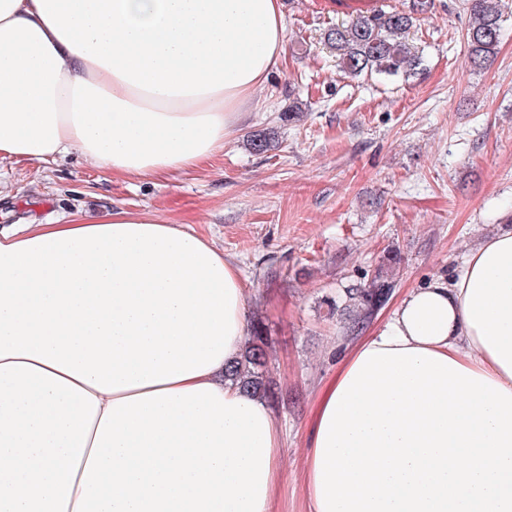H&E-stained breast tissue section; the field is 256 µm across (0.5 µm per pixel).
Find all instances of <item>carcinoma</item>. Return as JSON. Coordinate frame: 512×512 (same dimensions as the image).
Returning a JSON list of instances; mask_svg holds the SVG:
<instances>
[{"mask_svg": "<svg viewBox=\"0 0 512 512\" xmlns=\"http://www.w3.org/2000/svg\"><path fill=\"white\" fill-rule=\"evenodd\" d=\"M434 0H411L409 10L380 8L372 0H362L356 17L344 25L330 27L325 42L336 53L342 71L350 76L367 75L382 79L409 78L419 74L423 57L406 34L418 17L431 11ZM473 19L466 34L467 61L481 69L492 61L502 37L505 0H470ZM388 272L376 268L367 280L345 286L346 333L361 331L391 291ZM269 342L262 320L254 321L245 354L228 376L246 393L271 397L265 380Z\"/></svg>", "mask_w": 512, "mask_h": 512, "instance_id": "1", "label": "carcinoma"}]
</instances>
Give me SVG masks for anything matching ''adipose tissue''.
Segmentation results:
<instances>
[{"label": "adipose tissue", "instance_id": "obj_1", "mask_svg": "<svg viewBox=\"0 0 512 512\" xmlns=\"http://www.w3.org/2000/svg\"><path fill=\"white\" fill-rule=\"evenodd\" d=\"M281 0H0V160L107 173L206 165L286 57ZM233 261L146 211L0 226V512H277L279 418L228 370L248 334ZM424 348L512 391V231L410 289L366 350Z\"/></svg>", "mask_w": 512, "mask_h": 512}]
</instances>
